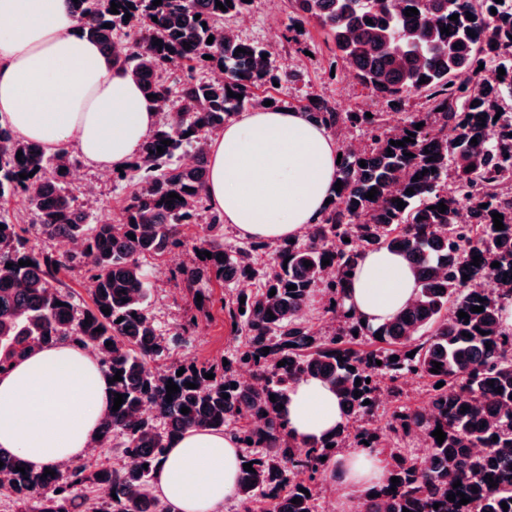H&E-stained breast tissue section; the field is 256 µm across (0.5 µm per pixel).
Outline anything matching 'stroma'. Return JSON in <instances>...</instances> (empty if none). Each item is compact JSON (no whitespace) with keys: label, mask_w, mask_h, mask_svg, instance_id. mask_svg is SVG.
Instances as JSON below:
<instances>
[{"label":"stroma","mask_w":512,"mask_h":512,"mask_svg":"<svg viewBox=\"0 0 512 512\" xmlns=\"http://www.w3.org/2000/svg\"><path fill=\"white\" fill-rule=\"evenodd\" d=\"M289 13L286 0H256L250 12L232 22L240 37L271 50L274 69L296 73V80L271 87V95L295 107L309 95L319 94L340 112L386 113L392 128L402 125L405 112L422 109L424 100L418 96L409 100L405 110L389 109L345 69L333 42L318 23L306 25L302 41L307 50L299 52L287 41ZM138 181L139 174L133 170L120 181L111 172L84 164L68 175L66 188L79 201L84 199L86 191H94L91 223H112L119 219ZM143 269L150 289L149 311L159 331L170 336L188 317L198 319V326L190 336L173 343L171 361L231 359L243 337L235 333L228 313L220 308L221 288L205 280L197 288H185L176 274L177 263L169 256L146 258Z\"/></svg>","instance_id":"35a3bbf8"}]
</instances>
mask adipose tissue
I'll use <instances>...</instances> for the list:
<instances>
[{
    "label": "adipose tissue",
    "mask_w": 512,
    "mask_h": 512,
    "mask_svg": "<svg viewBox=\"0 0 512 512\" xmlns=\"http://www.w3.org/2000/svg\"><path fill=\"white\" fill-rule=\"evenodd\" d=\"M157 122L156 101L81 34L67 0H0V123L48 153L75 148L86 163L113 171L139 157ZM338 153L330 131L303 113L244 112L208 140L205 195L244 238H294L320 219ZM417 292L408 261L381 249L359 263L347 305L379 325ZM111 405L112 385L96 354L66 342L37 350L0 372V447L36 473L80 460ZM283 413L301 443L322 441L345 420L335 391L315 378L290 386ZM243 460L233 437L188 429L159 463L153 491L175 512H223L237 494ZM388 475L377 454H337L330 480L342 512H356Z\"/></svg>",
    "instance_id": "1"
}]
</instances>
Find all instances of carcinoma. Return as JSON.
Wrapping results in <instances>:
<instances>
[{
	"label": "carcinoma",
	"instance_id": "obj_1",
	"mask_svg": "<svg viewBox=\"0 0 512 512\" xmlns=\"http://www.w3.org/2000/svg\"><path fill=\"white\" fill-rule=\"evenodd\" d=\"M218 1L226 10L216 6ZM113 2L118 4L116 14L110 12ZM289 4L288 41L298 42L306 22L314 18L362 85L396 109L413 94L424 95L426 103L423 111L406 113L395 130L381 112L370 118L364 112H338L320 95L301 105L309 120L334 133L360 129L367 140L363 149H341L337 179L343 186L331 192L321 219L308 226L301 240L280 242L273 251L271 243L262 240L228 247L224 221L212 212L202 244L190 252L185 249L183 226L197 223L200 211L209 208L208 137L239 112L264 108L267 100L272 109L285 108L271 95L256 96L255 89L295 77L270 68L262 59L266 47L225 35L224 22L250 9V2L71 4L86 36L112 54V61L158 102L170 95L166 73L173 67L223 73L221 81L191 76L183 81L177 107L159 119L132 166L140 173V186L116 224L89 223L86 205L68 193L65 178L79 163L77 157L48 156L39 143L0 124V198L22 196L40 219L39 234L80 243L79 250L61 256L37 252L29 244L28 229L0 214V371L32 350L62 341L93 351L109 376L122 371L112 392L123 395V404L103 418L98 445L112 440L116 431L123 437V457L136 461L130 470L59 465L52 467L54 476L45 477L28 468L22 457L0 449V472L8 475L7 481L0 480V490L12 496L22 512H174L149 486L172 439L192 427L223 431L246 449L245 462L252 463L254 471L240 472L237 496L242 512H315L325 481L322 458L344 445L387 454L389 476L399 478L395 486L389 482L374 489L376 497L366 498L359 512H512V331L501 324L502 304L512 300V290L488 286L512 276V0ZM409 8L418 14L406 16ZM468 13L474 20L466 18ZM454 14L457 20H449ZM106 23L111 27H104ZM447 26L450 34L441 33ZM157 39L162 46L153 44ZM185 42L190 48L183 47ZM238 48L242 52L237 54ZM207 55L211 59H205ZM481 64L494 71L502 68L505 75L494 84L473 86L470 80L479 76ZM423 77L428 82H420ZM231 91L243 98L229 96ZM481 116L485 120H479ZM418 123L422 127L417 130ZM412 133L413 141L405 146L391 145ZM164 140L172 144L165 146ZM159 146L164 153H157ZM19 151L23 156H17ZM471 165L474 169L467 170ZM450 170L455 175L452 189L446 185ZM30 172L33 176L19 177ZM373 188L377 194L370 200L365 194ZM171 192L179 198L168 205ZM399 199L406 203L401 209ZM441 202L447 206L443 213L436 208ZM462 211L479 213L480 223L458 221ZM494 212L503 215L505 229L494 227ZM130 233L135 238H129ZM376 248L406 258L417 275L419 292L394 320L370 326L350 314L346 299L348 273L365 252ZM199 251L211 253V258L200 259ZM261 253L268 261L258 268L255 257ZM171 254L187 255L178 270L190 288L205 274L221 288L247 278L261 281L260 292L239 293L222 302L245 336L228 365H148L150 360H167L171 343L190 329L180 325L167 338L157 332L148 311L141 259ZM475 256L480 257L477 266ZM324 259L330 263L322 265ZM21 260L32 265L21 266ZM306 260L311 266H304ZM494 262L500 267H493ZM76 267L86 268L95 283L93 304L84 309L60 279L61 272ZM465 274L469 279H463ZM290 285L296 289H288ZM316 288L335 302L327 312L337 325L325 339L317 337L305 319ZM58 301L62 305H56ZM474 306L483 311H471ZM105 308L110 314L103 313ZM460 311L469 319L458 317ZM98 327L102 331H96ZM464 332L470 337L462 336ZM358 337L376 348L362 354L353 351L348 344ZM108 341L112 345H106ZM265 347L270 348L267 354L262 352ZM284 359L287 363L278 366ZM435 361L441 367L437 374L430 372ZM240 370L251 372L255 383L241 381ZM206 373L214 378H204ZM408 374L430 383L428 405L396 407L383 432L344 425L331 438L301 444L292 440L288 421L279 412L291 384L315 377L336 390L346 419L372 416L380 405L378 393L398 397L392 383ZM170 380L179 391L169 402ZM490 380L492 387L487 385ZM187 382L197 388L186 387ZM366 400L370 404H364ZM464 406L469 410L462 414ZM183 407L189 413H181ZM438 428L446 433L441 444L432 436ZM392 434L424 435L434 464L425 467L388 447ZM17 466L25 472L15 470ZM295 469L307 473V479L294 480ZM456 481L461 486L453 487ZM88 483L108 486L115 494L83 496L80 491ZM460 492L469 503L459 504ZM449 494L455 500H448ZM295 498L301 502L292 503Z\"/></svg>",
	"mask_w": 512,
	"mask_h": 512
}]
</instances>
